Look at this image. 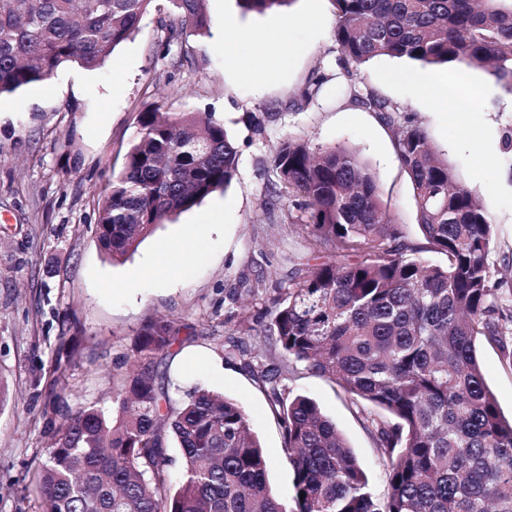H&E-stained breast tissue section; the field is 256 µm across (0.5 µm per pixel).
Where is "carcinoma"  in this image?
I'll return each instance as SVG.
<instances>
[{
  "label": "carcinoma",
  "mask_w": 512,
  "mask_h": 512,
  "mask_svg": "<svg viewBox=\"0 0 512 512\" xmlns=\"http://www.w3.org/2000/svg\"><path fill=\"white\" fill-rule=\"evenodd\" d=\"M153 0H0V95L46 80L60 65L97 68L136 33ZM292 0H241L262 13ZM344 67L377 57L485 71L512 93V0H332ZM191 34L204 0H168ZM371 112L398 111L369 89ZM428 250L418 256L385 218L377 181L345 147L313 152L293 138L274 156L270 199L292 197L285 217L333 250L295 265L268 315L272 363L246 359L264 386L293 470L291 501L268 483L270 458L235 401L193 388L174 408L156 357L178 339L172 322L145 325L137 369L113 391L111 412L52 406V445L33 477L38 512H512V420L501 413L476 354L482 337L512 369V289L493 279L490 216L440 160L413 119L396 140ZM224 125L157 106L102 198L100 246L120 258L158 225L219 189L237 171ZM379 411L368 430L387 462L382 493L318 405L290 397L282 379L298 365ZM181 449L173 483L166 448Z\"/></svg>",
  "instance_id": "obj_1"
}]
</instances>
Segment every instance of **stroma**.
Listing matches in <instances>:
<instances>
[{
  "instance_id": "obj_1",
  "label": "stroma",
  "mask_w": 512,
  "mask_h": 512,
  "mask_svg": "<svg viewBox=\"0 0 512 512\" xmlns=\"http://www.w3.org/2000/svg\"><path fill=\"white\" fill-rule=\"evenodd\" d=\"M208 33L170 36L167 0H155L134 37L98 69L62 64L48 79L0 96V512H33L32 474L47 458L46 410L53 378L68 384L70 406L112 408V382L129 366L142 327L165 317L178 341L156 363L181 401L199 386L237 401L271 459L268 481L281 500L293 473L267 391L224 348L258 351L256 336L235 335L229 315L260 317L314 241L267 203L273 156L289 137L311 149L345 146L376 176L380 198L412 246H425L413 188L396 150V123L354 103L372 89L410 116L437 153L487 209L494 228L492 273L512 264V175L502 133L512 127V95L479 69L448 68L457 97L441 102L400 81L412 63L378 57L347 74L333 37L331 0H292L279 10H244L239 0H206ZM288 24L286 65L264 76V30ZM256 41H226L225 27ZM317 95L303 100L314 78ZM212 115L238 146L232 184L157 226L126 260L112 261L94 232L101 194L124 163L138 116ZM166 268L154 270L158 257ZM270 290L252 296L257 274ZM484 378L504 417L512 416V370L495 345L477 342ZM291 393L314 399L335 421L384 491L387 466L367 429L366 409L328 378L299 370Z\"/></svg>"
}]
</instances>
